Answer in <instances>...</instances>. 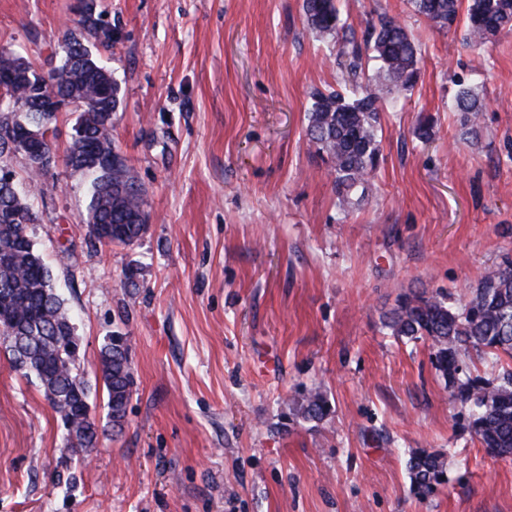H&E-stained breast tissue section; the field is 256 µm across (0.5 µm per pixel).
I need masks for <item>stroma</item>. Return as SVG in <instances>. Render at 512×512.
Listing matches in <instances>:
<instances>
[{"mask_svg":"<svg viewBox=\"0 0 512 512\" xmlns=\"http://www.w3.org/2000/svg\"><path fill=\"white\" fill-rule=\"evenodd\" d=\"M95 3L145 233L91 244L88 177L60 160L31 184L23 156L10 167L76 324L93 414L106 427L95 379L116 333L132 338L133 395L121 433L72 455L0 342V512H512V457L481 447L429 342L384 326L403 294L464 297L512 251V30L480 55L409 0H339L356 32L386 15L424 48L402 110L381 115L367 198L344 208L307 137L313 93L339 87L336 42L303 0ZM76 8L0 0V47L49 70ZM477 75L471 138L448 102ZM312 389L329 417L290 418ZM415 450L445 462L428 496L411 485Z\"/></svg>","mask_w":512,"mask_h":512,"instance_id":"1","label":"stroma"}]
</instances>
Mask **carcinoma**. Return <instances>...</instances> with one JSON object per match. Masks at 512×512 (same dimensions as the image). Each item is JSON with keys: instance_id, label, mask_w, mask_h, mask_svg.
Wrapping results in <instances>:
<instances>
[{"instance_id": "obj_1", "label": "carcinoma", "mask_w": 512, "mask_h": 512, "mask_svg": "<svg viewBox=\"0 0 512 512\" xmlns=\"http://www.w3.org/2000/svg\"><path fill=\"white\" fill-rule=\"evenodd\" d=\"M462 0H413L416 11L441 29H451L460 15ZM308 24L336 38L337 60L349 95L316 93L307 127L309 141L327 157L341 206L365 199L369 179L379 163L377 127L381 112L401 108L400 95L413 89L419 78L422 49L406 28L383 18L367 28L362 38L341 22L337 0H303ZM467 43L483 50L488 33L512 25V0H468ZM81 29L83 42L97 39L110 45L112 36L101 27L94 3L66 30L59 44V65L38 74L31 62L12 54L0 55V75L8 84L0 103V130L25 134L56 128L57 114L34 108L40 96L59 93L79 113L77 137L70 142L65 161L73 170L91 174V196L85 217L87 234L99 243L132 245L146 226V200L142 187L112 139V113L120 104L117 80L92 56L89 48L72 55L73 29ZM373 52L376 70L366 71L364 57ZM394 95L384 97L383 86ZM478 87L460 83L450 108L463 113L466 133L476 132L481 112ZM0 322L9 328L8 351L14 368L35 376L60 417L65 445L81 455L99 444L95 417L81 409L89 400L91 384L71 352L79 341L63 300L54 292L51 276L28 234L37 217L27 200L0 192ZM391 334L409 341L425 339L433 350L432 365L448 382L452 394L468 408L470 428L487 452L512 457V368L495 383L466 371V360L491 355L512 360V255L487 270L471 287L470 295L450 302L440 293L409 292L386 317ZM101 380L107 393L112 430H122L133 394L131 347L123 334H115L102 348ZM324 395L311 391L293 409V415L320 422L330 415ZM413 489L432 494L445 481L440 456L424 450L408 460Z\"/></svg>"}]
</instances>
